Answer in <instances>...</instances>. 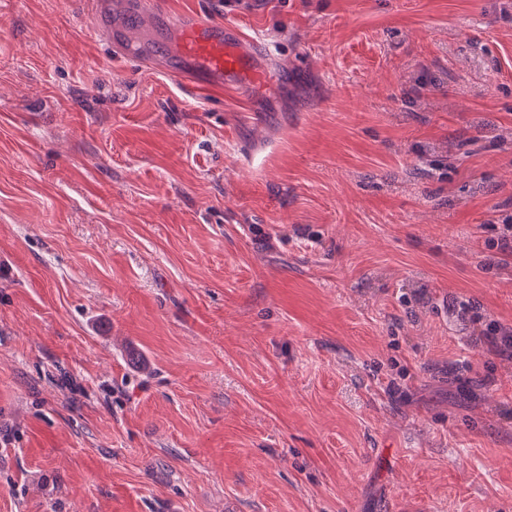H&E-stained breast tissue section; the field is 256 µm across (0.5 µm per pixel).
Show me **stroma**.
I'll return each mask as SVG.
<instances>
[{
	"mask_svg": "<svg viewBox=\"0 0 512 512\" xmlns=\"http://www.w3.org/2000/svg\"><path fill=\"white\" fill-rule=\"evenodd\" d=\"M0 0V512H512V0ZM93 4L92 30L105 37L114 53L129 51L124 37L129 19L134 29L152 32L141 41L142 47L132 52L138 66L161 60L167 76L197 88L270 78L258 66V54L265 43L256 38L251 46L244 45L232 24L218 20L208 11L174 13L156 0H96ZM117 4L125 7L118 20ZM145 18L149 19L146 26Z\"/></svg>",
	"mask_w": 512,
	"mask_h": 512,
	"instance_id": "1",
	"label": "stroma"
}]
</instances>
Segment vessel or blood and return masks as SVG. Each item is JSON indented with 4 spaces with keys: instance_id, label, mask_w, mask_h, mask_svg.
I'll list each match as a JSON object with an SVG mask.
<instances>
[{
    "instance_id": "vessel-or-blood-1",
    "label": "vessel or blood",
    "mask_w": 512,
    "mask_h": 512,
    "mask_svg": "<svg viewBox=\"0 0 512 512\" xmlns=\"http://www.w3.org/2000/svg\"><path fill=\"white\" fill-rule=\"evenodd\" d=\"M129 25L148 30L134 53L139 65L162 62L167 76L194 87L269 77L258 65L263 41L256 38L244 45L232 24L210 12L174 13L160 0H95L92 30L103 35L113 51L126 52Z\"/></svg>"
}]
</instances>
